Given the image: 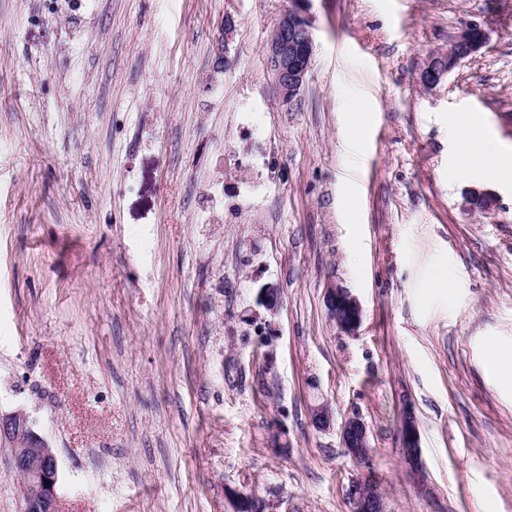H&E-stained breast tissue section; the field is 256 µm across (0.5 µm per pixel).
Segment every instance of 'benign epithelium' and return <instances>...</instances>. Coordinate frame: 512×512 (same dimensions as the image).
<instances>
[{
    "label": "benign epithelium",
    "mask_w": 512,
    "mask_h": 512,
    "mask_svg": "<svg viewBox=\"0 0 512 512\" xmlns=\"http://www.w3.org/2000/svg\"><path fill=\"white\" fill-rule=\"evenodd\" d=\"M308 0H292L276 22L267 42V66L283 99L294 101L307 78L313 57V37L306 13ZM487 33L483 25L473 22L462 29L455 38L462 53L448 67H435L430 63L420 75L427 88L436 87L459 63L477 52L486 43ZM478 199L484 209L496 206V198L487 190H468L466 200ZM257 302L268 312L277 311L280 304L279 289L273 284L262 286ZM326 308L337 328L347 336L358 331L362 321V308L357 299L345 288L332 285L326 289ZM311 420L321 430L330 429L333 416L324 404L311 408ZM341 445L360 465L369 467V431L358 415L346 418L340 426ZM401 439L408 458L418 460L419 432L413 412L403 409ZM0 441L13 446L11 471L23 485V512H60L58 484L60 470L58 459L48 441L33 428L29 415L17 410L0 412ZM345 499L349 512H385L383 495L368 477H357L347 486Z\"/></svg>",
    "instance_id": "obj_1"
}]
</instances>
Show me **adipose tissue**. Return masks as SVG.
<instances>
[{
	"label": "adipose tissue",
	"instance_id": "obj_1",
	"mask_svg": "<svg viewBox=\"0 0 512 512\" xmlns=\"http://www.w3.org/2000/svg\"><path fill=\"white\" fill-rule=\"evenodd\" d=\"M450 131L462 169L482 179H512V155L494 142L477 119L468 114L456 115L450 122Z\"/></svg>",
	"mask_w": 512,
	"mask_h": 512
}]
</instances>
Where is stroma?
<instances>
[{
	"label": "stroma",
	"mask_w": 512,
	"mask_h": 512,
	"mask_svg": "<svg viewBox=\"0 0 512 512\" xmlns=\"http://www.w3.org/2000/svg\"><path fill=\"white\" fill-rule=\"evenodd\" d=\"M290 5L0 0V411L53 448L61 512H231L232 489L348 512L364 475L386 512H512L489 366L512 346V183L470 210L448 135L467 112L512 147V0H309L286 103L266 44ZM473 21L485 46L424 88ZM322 401L367 423L369 467L314 427ZM325 302L328 315L337 328L347 336L355 335L362 321V308L350 291L332 285L326 289ZM400 431L403 447L406 448L408 458L411 461H417L420 452L419 432L416 418L408 408L403 409Z\"/></svg>",
	"instance_id": "35a3bbf8"
}]
</instances>
